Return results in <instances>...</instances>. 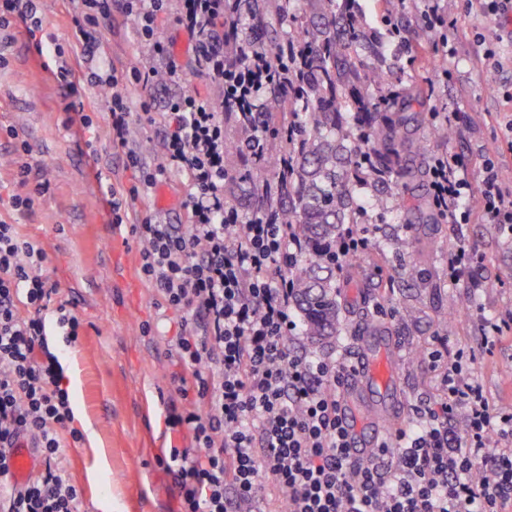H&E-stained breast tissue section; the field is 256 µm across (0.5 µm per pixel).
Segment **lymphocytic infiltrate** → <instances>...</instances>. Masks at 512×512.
<instances>
[{"label": "lymphocytic infiltrate", "mask_w": 512, "mask_h": 512, "mask_svg": "<svg viewBox=\"0 0 512 512\" xmlns=\"http://www.w3.org/2000/svg\"><path fill=\"white\" fill-rule=\"evenodd\" d=\"M170 0H72L71 23L85 35L78 75L59 59L53 75L66 92L67 111L82 115V84L111 89L112 146L141 172L133 196L151 198L167 174L189 188L188 221L171 224L149 213L134 224L144 279L175 311L195 318L167 342L171 398L165 424L183 447L162 449L158 465L172 476L179 512H512V411L493 405L464 366L472 351L447 354L435 336L427 354L437 393L416 409L411 424L369 458L357 461L340 387L349 367L291 352L288 337L295 282L287 270L305 243L275 214L240 221L224 198V101L190 92L168 100L163 156L144 168L130 148V107L113 90L116 76L99 56L90 32L116 18L134 20L153 67L135 71L142 87L173 81L186 37L194 64L216 86L231 85L248 100L254 86L224 70V0H180L177 34H162L158 16ZM40 0H0V30L13 20L36 33L37 54L55 42L38 19ZM432 204L451 224H466L478 196L482 218L512 235V187L487 161L472 184L458 157L434 155ZM43 248L0 219V512H80V493L60 466L62 433L73 441L63 366L47 342L55 327L64 344L79 336L80 320L53 305L58 285L44 275ZM25 435L43 450V472L22 487L12 482L9 450ZM481 471L485 480L474 481ZM268 484H261L260 476Z\"/></svg>", "instance_id": "obj_1"}]
</instances>
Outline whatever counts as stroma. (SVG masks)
Listing matches in <instances>:
<instances>
[{"label": "stroma", "mask_w": 512, "mask_h": 512, "mask_svg": "<svg viewBox=\"0 0 512 512\" xmlns=\"http://www.w3.org/2000/svg\"><path fill=\"white\" fill-rule=\"evenodd\" d=\"M433 3L455 21V55L448 60L450 79L422 69L412 74L415 82L434 88L430 110L419 115L417 134L430 135L434 113L456 109L454 139L432 144L430 151L457 156L476 183L486 159L512 170L502 129L506 115L512 114V105L503 102L505 94H512V34L498 17L467 9L465 0H392L393 17L401 21L406 36H428L433 50H440L441 44L437 35L428 34L424 22ZM71 10V0H43L40 18L43 29L55 35L58 47L76 65L83 40L71 23ZM9 32L13 40L0 52V218L43 247V271L59 285L55 302L67 303L82 322L71 346H63L58 336L48 339L50 346L64 349L63 385L72 400L74 426L84 436L76 443L62 434L61 466L82 492L81 512H177L172 479L157 466L156 457L179 441L165 432L161 397L170 391L165 340L177 334L180 317L158 301L142 278L140 246L130 225L150 208L170 223H185L184 185L172 175L152 198L128 200V224L114 227L100 184L111 183L125 193L139 173L112 147L108 95L98 87H85L84 111L92 126L87 129L70 120L65 94L46 58L32 49L24 25H11ZM94 36L118 79L115 92L126 97L131 109L130 145L146 167H155L161 160L163 127L142 118L143 102L151 101L158 112L164 101L195 89L209 90L210 85L190 73L163 86L141 88L131 72L145 66L149 54L134 23H105ZM489 44L505 58L504 69L484 61ZM24 162L32 166L25 181L19 175ZM15 195L33 197V207L12 208ZM368 221L376 230L371 251L336 277L347 301L344 334L318 346L296 330L290 346L354 362L362 352L363 332L356 296L365 293L370 317L387 327L395 340L391 390L401 421L407 424L414 406L435 392L426 354L457 291L448 280L449 249L461 242L471 248L474 260L465 284L474 290L475 306L480 316L503 318L512 314V237L479 218L460 227L443 220L405 225L391 211L371 213ZM396 236L410 237L411 246L401 252L390 248L388 242ZM431 239L440 242L439 251L429 252ZM409 261L418 269L411 279L401 271ZM407 306L415 308L416 318L403 328L398 316ZM478 318L457 317L448 349L475 351L471 376L482 382L491 402L507 410L512 408V334L500 339L493 355H485Z\"/></svg>", "instance_id": "35a3bbf8"}]
</instances>
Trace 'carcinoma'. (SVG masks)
Returning a JSON list of instances; mask_svg holds the SVG:
<instances>
[{"mask_svg": "<svg viewBox=\"0 0 512 512\" xmlns=\"http://www.w3.org/2000/svg\"><path fill=\"white\" fill-rule=\"evenodd\" d=\"M255 51L272 78L244 107L225 95L224 115L265 135L235 144L227 160L245 163L248 219L273 212L305 242L291 271L294 303L304 335L322 344L343 331L336 236L366 211L387 209L388 190L415 177L407 158L425 156L429 143L410 136L405 112L430 94L419 84L396 89L397 57L368 33L361 0H224V67L246 74ZM403 52L412 65H448L416 38ZM364 153L371 172L360 167ZM470 307L469 294L453 296L443 328Z\"/></svg>", "mask_w": 512, "mask_h": 512, "instance_id": "1", "label": "carcinoma"}]
</instances>
